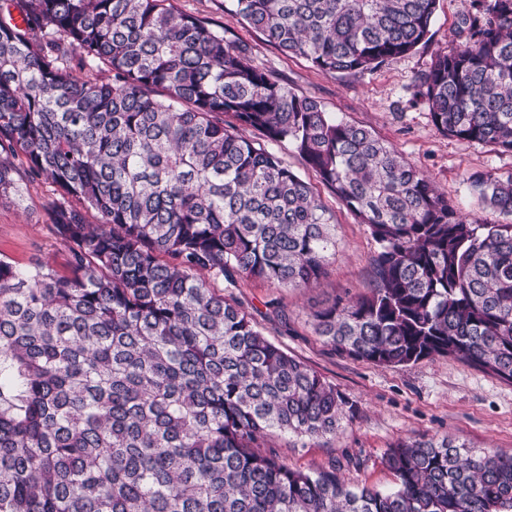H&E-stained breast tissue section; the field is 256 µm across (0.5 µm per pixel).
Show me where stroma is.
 Returning a JSON list of instances; mask_svg holds the SVG:
<instances>
[{
  "label": "stroma",
  "instance_id": "35a3bbf8",
  "mask_svg": "<svg viewBox=\"0 0 512 512\" xmlns=\"http://www.w3.org/2000/svg\"><path fill=\"white\" fill-rule=\"evenodd\" d=\"M224 0H171L175 9L224 28L229 37L249 44L255 63L278 74L295 93L318 99L326 111L366 127L392 144L427 173L463 212L495 223L497 212L482 208L470 187L473 174L492 170L512 173V154L496 146L468 143L441 134L423 105L413 102L410 87L436 52L447 49L449 36L468 0H439L431 39L360 78L328 76L301 58L282 55L263 36L224 10ZM293 170L314 183L332 210L336 256L329 274L306 290L258 283L238 291L250 306L265 313L264 334L289 355L316 370L357 407L353 422L336 434L312 442L276 440L289 466L323 469L332 461L353 458L340 471L348 484L391 488L392 473L383 463L387 449L400 438L446 436L473 451L512 450V383L458 360L440 357L398 367H383L341 355L317 336L311 314L333 300L366 293L370 262L377 250L366 225L318 183L288 143L271 147ZM56 187L46 181L28 185L23 199L0 200V258L18 265L39 257L57 270L66 268V252L50 228V205Z\"/></svg>",
  "mask_w": 512,
  "mask_h": 512
}]
</instances>
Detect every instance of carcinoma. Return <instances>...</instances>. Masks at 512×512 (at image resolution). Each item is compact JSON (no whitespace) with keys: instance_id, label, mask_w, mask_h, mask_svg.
<instances>
[{"instance_id":"1","label":"carcinoma","mask_w":512,"mask_h":512,"mask_svg":"<svg viewBox=\"0 0 512 512\" xmlns=\"http://www.w3.org/2000/svg\"><path fill=\"white\" fill-rule=\"evenodd\" d=\"M227 2L281 53L356 77L427 43L437 0ZM13 6L0 199L58 188L68 272L0 259V512H512V452L446 436L389 448L386 492L289 466L269 437L334 435L356 407L230 292L309 288L336 255L327 204L268 149L286 142L378 245L369 292L313 312L316 335L512 383V174L471 181L504 221L461 212L170 0ZM413 90L443 135L512 153V0H469Z\"/></svg>"}]
</instances>
